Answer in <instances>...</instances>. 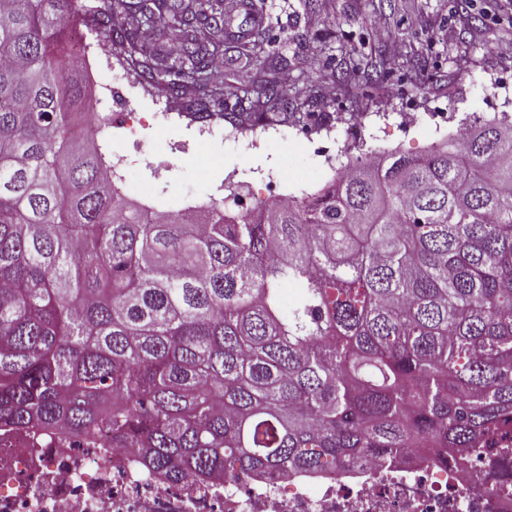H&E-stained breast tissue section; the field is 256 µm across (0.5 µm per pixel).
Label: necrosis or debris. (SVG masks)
I'll use <instances>...</instances> for the list:
<instances>
[{
	"mask_svg": "<svg viewBox=\"0 0 512 512\" xmlns=\"http://www.w3.org/2000/svg\"><path fill=\"white\" fill-rule=\"evenodd\" d=\"M0 512H512V422L476 448L206 485L166 480L100 440L0 431Z\"/></svg>",
	"mask_w": 512,
	"mask_h": 512,
	"instance_id": "obj_1",
	"label": "necrosis or debris"
}]
</instances>
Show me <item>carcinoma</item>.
<instances>
[{
    "mask_svg": "<svg viewBox=\"0 0 512 512\" xmlns=\"http://www.w3.org/2000/svg\"><path fill=\"white\" fill-rule=\"evenodd\" d=\"M81 20L143 83L221 112L212 62L244 39L224 0H0V428H106L203 483L469 448L512 415V122L298 201L157 215L74 136L96 121L65 65ZM286 99L268 81L251 109Z\"/></svg>",
    "mask_w": 512,
    "mask_h": 512,
    "instance_id": "obj_1",
    "label": "carcinoma"
}]
</instances>
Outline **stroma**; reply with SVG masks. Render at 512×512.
Wrapping results in <instances>:
<instances>
[{
  "label": "stroma",
  "mask_w": 512,
  "mask_h": 512,
  "mask_svg": "<svg viewBox=\"0 0 512 512\" xmlns=\"http://www.w3.org/2000/svg\"><path fill=\"white\" fill-rule=\"evenodd\" d=\"M263 16L253 42L223 53L224 83L233 87L246 53L287 60L278 81L288 111L261 121L235 96L232 120L200 122L157 89L113 83L119 56L84 30L74 75L87 84V111L112 117L104 153L129 176L128 199L139 201L142 186L174 212L231 190L255 204L301 199L364 153L420 155L451 131L512 118V0H470L465 9L457 0H264ZM329 84L335 97L324 95ZM131 112L142 119L133 135L122 127ZM357 123L361 137L347 138ZM315 139L328 155L314 153Z\"/></svg>",
  "instance_id": "1"
}]
</instances>
